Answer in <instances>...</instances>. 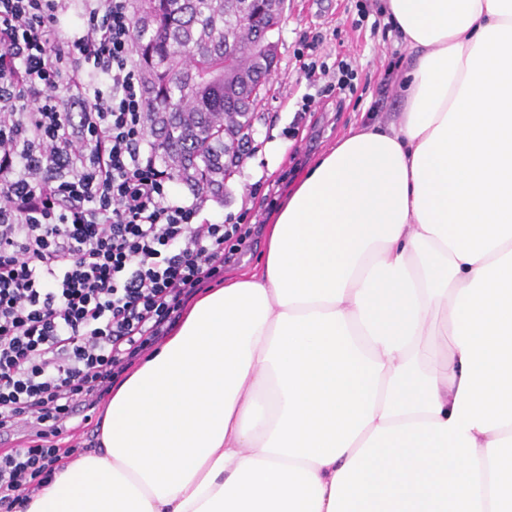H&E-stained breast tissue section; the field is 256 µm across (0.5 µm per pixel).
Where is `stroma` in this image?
I'll use <instances>...</instances> for the list:
<instances>
[{"label":"stroma","mask_w":512,"mask_h":512,"mask_svg":"<svg viewBox=\"0 0 512 512\" xmlns=\"http://www.w3.org/2000/svg\"><path fill=\"white\" fill-rule=\"evenodd\" d=\"M384 0H286L280 29L279 57L275 73L261 94L253 121L257 152L245 159L221 198L209 199L204 218L221 221L242 214V202L260 179L291 183L322 151L334 144L361 113H372L388 122L398 109L404 69L402 52L385 26H374ZM368 18H360V6ZM321 35L318 57L327 63L340 60L356 72L353 93L343 105L328 101L322 114L305 118L296 137L283 130L292 122L298 103L307 91L295 52L302 36Z\"/></svg>","instance_id":"stroma-1"}]
</instances>
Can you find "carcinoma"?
<instances>
[{"instance_id":"obj_1","label":"carcinoma","mask_w":512,"mask_h":512,"mask_svg":"<svg viewBox=\"0 0 512 512\" xmlns=\"http://www.w3.org/2000/svg\"><path fill=\"white\" fill-rule=\"evenodd\" d=\"M133 47L156 157L198 194L224 195L277 63L284 0H135ZM246 14L252 26H238ZM271 52L260 49L262 39Z\"/></svg>"}]
</instances>
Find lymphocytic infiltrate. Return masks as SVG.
<instances>
[{"instance_id": "obj_1", "label": "lymphocytic infiltrate", "mask_w": 512, "mask_h": 512, "mask_svg": "<svg viewBox=\"0 0 512 512\" xmlns=\"http://www.w3.org/2000/svg\"><path fill=\"white\" fill-rule=\"evenodd\" d=\"M132 0H0V512L48 481L56 439L95 409L252 234L171 198L146 150ZM302 38L288 136L355 72Z\"/></svg>"}]
</instances>
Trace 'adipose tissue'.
Returning a JSON list of instances; mask_svg holds the SVG:
<instances>
[{"mask_svg": "<svg viewBox=\"0 0 512 512\" xmlns=\"http://www.w3.org/2000/svg\"><path fill=\"white\" fill-rule=\"evenodd\" d=\"M385 10L396 120L297 179L23 512H512V0Z\"/></svg>", "mask_w": 512, "mask_h": 512, "instance_id": "1", "label": "adipose tissue"}]
</instances>
